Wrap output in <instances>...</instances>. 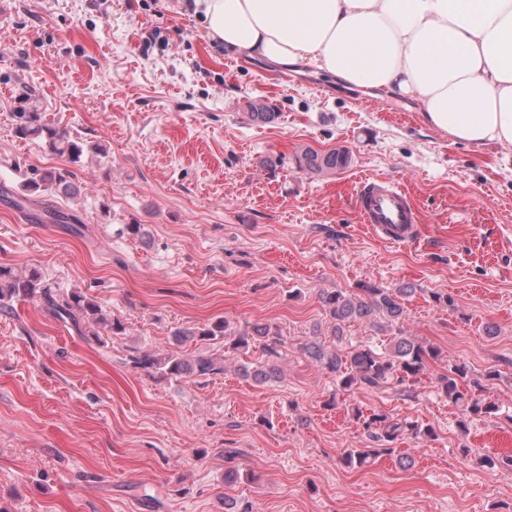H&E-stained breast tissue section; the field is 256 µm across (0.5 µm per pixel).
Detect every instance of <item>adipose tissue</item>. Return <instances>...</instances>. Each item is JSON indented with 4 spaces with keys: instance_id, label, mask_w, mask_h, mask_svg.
Listing matches in <instances>:
<instances>
[{
    "instance_id": "obj_1",
    "label": "adipose tissue",
    "mask_w": 512,
    "mask_h": 512,
    "mask_svg": "<svg viewBox=\"0 0 512 512\" xmlns=\"http://www.w3.org/2000/svg\"><path fill=\"white\" fill-rule=\"evenodd\" d=\"M234 55L307 64L424 106L454 141L512 146V0H187Z\"/></svg>"
}]
</instances>
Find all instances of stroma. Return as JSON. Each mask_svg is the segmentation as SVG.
Returning a JSON list of instances; mask_svg holds the SVG:
<instances>
[{
    "mask_svg": "<svg viewBox=\"0 0 512 512\" xmlns=\"http://www.w3.org/2000/svg\"><path fill=\"white\" fill-rule=\"evenodd\" d=\"M0 20V264L38 267L55 289L96 297L127 325L106 344L41 304L0 315V512H502L512 468V149L475 148L431 127L415 99L226 55L181 0H6ZM260 100L275 122L250 119ZM36 108L106 153L79 163L14 134ZM342 147L347 167L316 176L300 152ZM72 169L77 198L22 194L30 167ZM367 177L398 182L418 239H376L355 208ZM81 219L38 224L45 203ZM140 224L143 235L127 230ZM411 285L403 328L441 357L397 390L326 401L336 379L302 350L328 326L320 293ZM452 305H445V297ZM224 319L277 326L271 384L224 374L177 380L136 371L132 350L185 358L209 342L173 332ZM495 335H486V324ZM499 379L501 408L460 429L435 388L449 364ZM373 408L431 425L383 457L352 416ZM237 449L234 461L224 451ZM233 468L237 476L225 481Z\"/></svg>",
    "mask_w": 512,
    "mask_h": 512,
    "instance_id": "stroma-1",
    "label": "stroma"
}]
</instances>
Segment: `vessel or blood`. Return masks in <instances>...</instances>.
<instances>
[{
  "mask_svg": "<svg viewBox=\"0 0 512 512\" xmlns=\"http://www.w3.org/2000/svg\"><path fill=\"white\" fill-rule=\"evenodd\" d=\"M356 206L363 223L383 242L404 244L419 234L420 214L408 194L393 181L362 180Z\"/></svg>",
  "mask_w": 512,
  "mask_h": 512,
  "instance_id": "obj_1",
  "label": "vessel or blood"
}]
</instances>
